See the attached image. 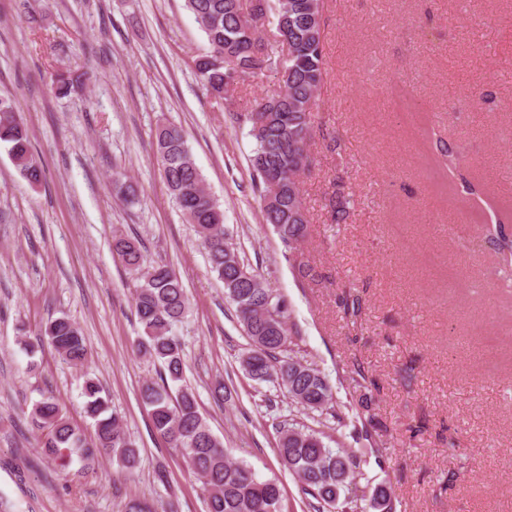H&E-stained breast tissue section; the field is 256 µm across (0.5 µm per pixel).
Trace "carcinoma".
<instances>
[{"label":"carcinoma","instance_id":"cac0c4a2","mask_svg":"<svg viewBox=\"0 0 512 512\" xmlns=\"http://www.w3.org/2000/svg\"><path fill=\"white\" fill-rule=\"evenodd\" d=\"M266 4L267 23L275 25L278 33L272 43L264 40L261 27H252L243 19L239 0H185V8L209 44V51L200 56L197 73L214 97L224 98V81L231 78L230 71L238 63L254 74L264 67L284 68L285 92L265 99L260 121L252 117L261 105L259 100L245 113V119L254 140L249 156L253 186L259 191L265 222L283 242L294 245L306 238L310 224L301 178L309 172L306 163L315 161V108L325 75L323 0H266ZM282 37L288 40L286 56L274 48L282 44ZM0 144L28 183L41 182L43 170L31 152L29 129L13 102L2 98ZM155 152L170 197L186 222L196 227L210 271L223 282L238 321L252 341V348L240 359L242 370L258 383L282 386L303 409L323 411L333 398L328 379L288 353L292 344L288 304L227 243L224 210L205 190L181 129L171 123L159 125ZM436 162L450 177L459 159L452 148L441 145ZM269 171L279 173L283 181L281 191L272 197L267 196L264 182V173ZM486 231L502 260L511 265L512 236L504 224L497 220L486 225ZM112 251L138 274L133 300L142 333L136 350L162 368L159 380L146 382L140 389L154 430L181 452L200 481L207 512H280L283 492L279 484L260 481L249 467L229 460L223 442L201 415L194 393L181 385L183 347L174 327L185 317L187 298L180 276L166 264L146 262L136 238L115 236ZM45 342L70 365L79 366L86 360L81 330L66 316L49 321L36 341L25 342V350L33 355ZM82 397L94 438L87 439L53 397L44 396L28 414L30 425L39 432L38 447L63 467L76 456L83 468L91 469L98 458L108 456L127 470L134 469L138 449L111 411L104 387L87 377ZM276 452L280 462L298 477L303 492L312 498L308 506L313 512L329 508L358 512L361 501L370 512H394V494L388 484L374 486L367 495L356 494L365 479L360 460L346 448L329 447L324 433L284 426Z\"/></svg>","mask_w":512,"mask_h":512}]
</instances>
